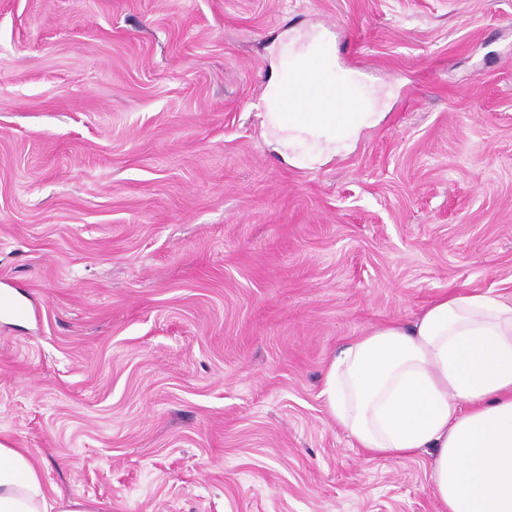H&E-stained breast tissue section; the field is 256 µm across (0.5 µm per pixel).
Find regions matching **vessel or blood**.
Masks as SVG:
<instances>
[{"label":"vessel or blood","instance_id":"vessel-or-blood-1","mask_svg":"<svg viewBox=\"0 0 512 512\" xmlns=\"http://www.w3.org/2000/svg\"><path fill=\"white\" fill-rule=\"evenodd\" d=\"M328 74L327 54L322 43L297 48L281 87L280 111H292L295 100L303 93L322 99L329 83Z\"/></svg>","mask_w":512,"mask_h":512}]
</instances>
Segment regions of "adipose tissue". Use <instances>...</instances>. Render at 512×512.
I'll list each match as a JSON object with an SVG mask.
<instances>
[{
  "mask_svg": "<svg viewBox=\"0 0 512 512\" xmlns=\"http://www.w3.org/2000/svg\"><path fill=\"white\" fill-rule=\"evenodd\" d=\"M288 145L329 146L369 113L321 112L300 97L268 115ZM321 395L354 447L375 456L430 454L442 512H512V303L450 292L408 323L389 321L344 344ZM0 512H97L95 501L50 497L28 451L0 444Z\"/></svg>",
  "mask_w": 512,
  "mask_h": 512,
  "instance_id": "obj_1",
  "label": "adipose tissue"
}]
</instances>
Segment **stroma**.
Listing matches in <instances>:
<instances>
[{
    "label": "stroma",
    "instance_id": "35a3bbf8",
    "mask_svg": "<svg viewBox=\"0 0 512 512\" xmlns=\"http://www.w3.org/2000/svg\"><path fill=\"white\" fill-rule=\"evenodd\" d=\"M365 127L282 150L300 34ZM0 444L99 512H439L328 360L437 296L512 299V0H0Z\"/></svg>",
    "mask_w": 512,
    "mask_h": 512
}]
</instances>
